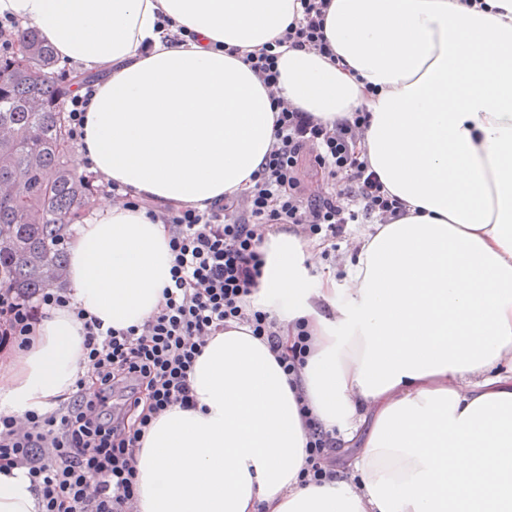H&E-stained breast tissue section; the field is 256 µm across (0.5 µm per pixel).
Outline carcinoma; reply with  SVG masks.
<instances>
[{
    "label": "carcinoma",
    "instance_id": "cac0c4a2",
    "mask_svg": "<svg viewBox=\"0 0 512 512\" xmlns=\"http://www.w3.org/2000/svg\"><path fill=\"white\" fill-rule=\"evenodd\" d=\"M28 57L0 58V286L29 297L64 281L62 242L91 193L73 164L55 55L31 28Z\"/></svg>",
    "mask_w": 512,
    "mask_h": 512
}]
</instances>
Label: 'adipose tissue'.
<instances>
[{"label":"adipose tissue","instance_id":"obj_1","mask_svg":"<svg viewBox=\"0 0 512 512\" xmlns=\"http://www.w3.org/2000/svg\"><path fill=\"white\" fill-rule=\"evenodd\" d=\"M301 15L300 0H0L96 75L91 170L202 211L254 185L276 112L243 55ZM168 24L188 39L165 45ZM325 36L339 63L283 50L280 94L326 122L366 108L369 163L409 214L363 238L345 288L294 236H269L251 306L284 344L308 327L305 398L363 446L335 481L301 485L295 393L266 344L230 328L193 367L194 407L137 450L138 512H512V0H331ZM168 241L103 200L68 246L77 305L143 325L171 282ZM82 341L71 311L44 318L0 365V412L65 400ZM0 512H40L24 470H0Z\"/></svg>","mask_w":512,"mask_h":512}]
</instances>
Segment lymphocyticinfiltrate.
Wrapping results in <instances>:
<instances>
[{"label": "lymphocytic infiltrate", "mask_w": 512, "mask_h": 512, "mask_svg": "<svg viewBox=\"0 0 512 512\" xmlns=\"http://www.w3.org/2000/svg\"><path fill=\"white\" fill-rule=\"evenodd\" d=\"M301 7V18L287 25L277 44L244 57L278 109L275 141L252 189L201 211L158 205L116 183H89L92 193L145 209L169 230L171 282L142 327L103 326L61 288L30 299L0 289L1 347L25 346L56 308L72 309L84 333L89 370L63 403L21 417L0 413V467L26 471L42 512H135L137 449L160 414L191 406L194 363L230 324L248 325L289 384H298L311 346L308 332L299 330L292 345H283L276 319L250 307L269 231L285 225L306 243H323L327 257L349 225L388 224L406 215L369 164V111L359 108L327 123L279 97L278 46L333 54L324 35L328 0H301ZM298 405L307 429L300 479L318 485L333 480L336 432L323 427L306 400Z\"/></svg>", "instance_id": "lymphocytic-infiltrate-1"}]
</instances>
